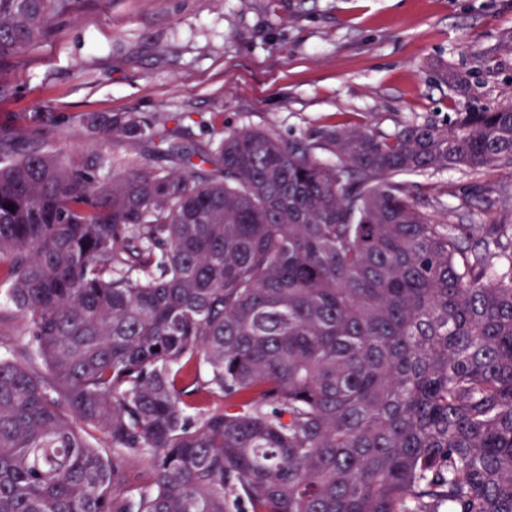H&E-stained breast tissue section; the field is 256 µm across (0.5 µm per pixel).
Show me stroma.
Listing matches in <instances>:
<instances>
[{
	"instance_id": "1",
	"label": "stroma",
	"mask_w": 512,
	"mask_h": 512,
	"mask_svg": "<svg viewBox=\"0 0 512 512\" xmlns=\"http://www.w3.org/2000/svg\"><path fill=\"white\" fill-rule=\"evenodd\" d=\"M512 0H87L54 18L36 50L4 67L0 127L49 132L62 152L163 166L150 145L88 140L91 112L186 114L187 144L228 129L311 138L339 122L391 134L445 120L456 96L441 66L487 102L512 94ZM462 224L512 213V168L411 175Z\"/></svg>"
}]
</instances>
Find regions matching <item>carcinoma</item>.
<instances>
[{
	"label": "carcinoma",
	"mask_w": 512,
	"mask_h": 512,
	"mask_svg": "<svg viewBox=\"0 0 512 512\" xmlns=\"http://www.w3.org/2000/svg\"><path fill=\"white\" fill-rule=\"evenodd\" d=\"M80 6L0 0V64ZM440 78L460 111L328 126L329 160L91 113L178 167L104 184L0 128V278L44 366L0 353V512H512V218L450 224L404 180L512 168V101Z\"/></svg>",
	"instance_id": "cac0c4a2"
}]
</instances>
